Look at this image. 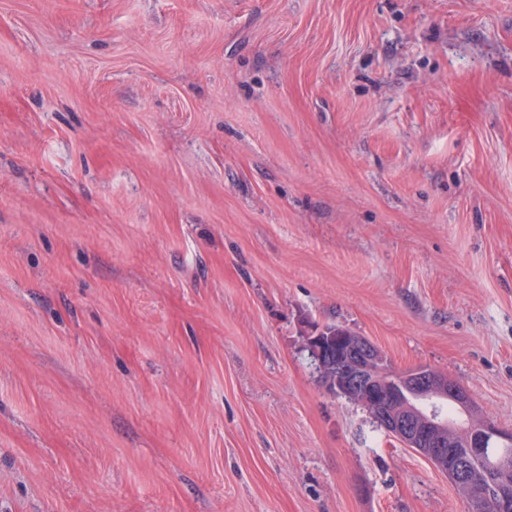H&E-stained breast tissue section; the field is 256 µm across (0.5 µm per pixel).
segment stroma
I'll return each instance as SVG.
<instances>
[{
	"instance_id": "1",
	"label": "stroma",
	"mask_w": 512,
	"mask_h": 512,
	"mask_svg": "<svg viewBox=\"0 0 512 512\" xmlns=\"http://www.w3.org/2000/svg\"><path fill=\"white\" fill-rule=\"evenodd\" d=\"M326 324L512 429V0H0V512H468Z\"/></svg>"
}]
</instances>
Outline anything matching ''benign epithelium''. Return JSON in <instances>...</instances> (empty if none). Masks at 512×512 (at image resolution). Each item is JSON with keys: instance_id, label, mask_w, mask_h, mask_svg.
Returning a JSON list of instances; mask_svg holds the SVG:
<instances>
[{"instance_id": "7a95c632", "label": "benign epithelium", "mask_w": 512, "mask_h": 512, "mask_svg": "<svg viewBox=\"0 0 512 512\" xmlns=\"http://www.w3.org/2000/svg\"><path fill=\"white\" fill-rule=\"evenodd\" d=\"M304 349L325 374L330 393L361 406L386 434L428 458L452 484L465 489L472 512H483L484 491L472 480L466 459L450 449L460 438L471 454L482 455L489 441L499 448L496 468L506 477L512 472V438L482 418L466 387L428 366L396 371L373 342L353 332L336 338L306 336ZM448 402L467 413L466 427L448 423L441 411Z\"/></svg>"}]
</instances>
